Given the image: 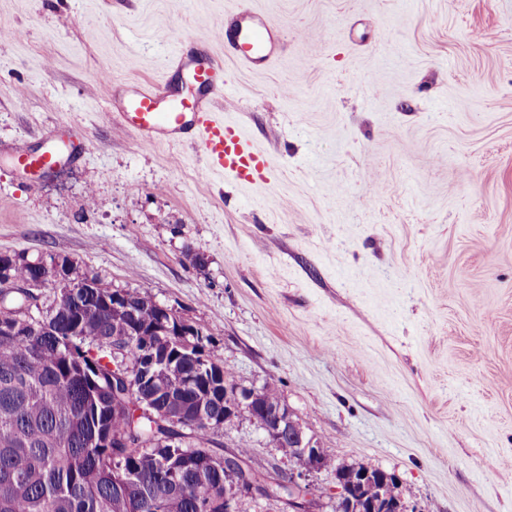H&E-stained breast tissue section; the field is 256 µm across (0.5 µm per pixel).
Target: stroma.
Segmentation results:
<instances>
[{"label":"stroma","instance_id":"obj_1","mask_svg":"<svg viewBox=\"0 0 512 512\" xmlns=\"http://www.w3.org/2000/svg\"><path fill=\"white\" fill-rule=\"evenodd\" d=\"M247 8L282 35L224 54ZM0 254L67 258L202 328L236 381L282 401L335 468L395 474L416 512H512V0H0ZM224 61L215 106L266 183L107 122L117 87L177 82L166 29ZM79 129L42 177L7 154ZM293 462L249 422L211 436ZM280 45L279 32L259 14L240 10L229 28L224 27V49L247 67L271 64Z\"/></svg>","mask_w":512,"mask_h":512}]
</instances>
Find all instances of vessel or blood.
I'll list each match as a JSON object with an SVG mask.
<instances>
[{"label":"vessel or blood","mask_w":512,"mask_h":512,"mask_svg":"<svg viewBox=\"0 0 512 512\" xmlns=\"http://www.w3.org/2000/svg\"><path fill=\"white\" fill-rule=\"evenodd\" d=\"M190 34L176 37L172 63L189 87L181 91L167 82L125 86L108 120L144 141H186L198 147L209 166L243 183L263 179L267 172L265 153L258 150L236 123L218 117L215 99L224 93L221 66L208 55L191 49ZM280 45V35L263 17L240 10L224 31V48L243 65L263 68L271 64ZM85 150L81 137H51L40 150L16 146L10 157L16 170L31 173L60 168L76 162Z\"/></svg>","instance_id":"vessel-or-blood-1"}]
</instances>
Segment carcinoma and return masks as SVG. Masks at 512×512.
Here are the masks:
<instances>
[{
    "mask_svg": "<svg viewBox=\"0 0 512 512\" xmlns=\"http://www.w3.org/2000/svg\"><path fill=\"white\" fill-rule=\"evenodd\" d=\"M26 294L0 295V328L10 326ZM72 304L39 317L27 336H0V512H224V473L203 464L216 451L202 424L189 430L195 459L168 471L172 447L153 446L173 431L144 414L140 394L112 396V329L119 314L77 288ZM84 310L80 335H66L73 306ZM137 316H154L152 297L133 289ZM178 364L162 378L179 398L192 394L188 373L224 368L212 346L195 336L173 342ZM261 400L280 401L279 380L261 387Z\"/></svg>",
    "mask_w": 512,
    "mask_h": 512,
    "instance_id": "obj_1",
    "label": "carcinoma"
}]
</instances>
